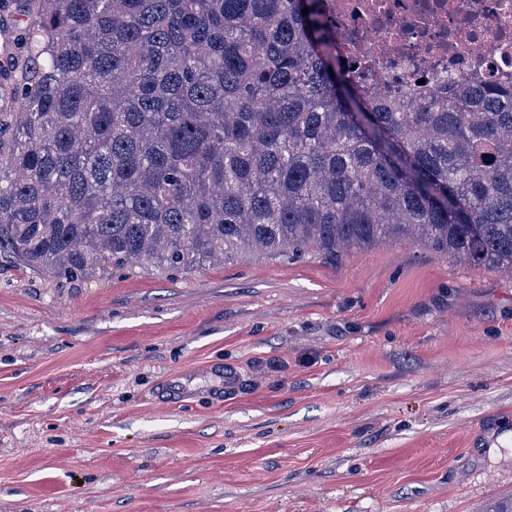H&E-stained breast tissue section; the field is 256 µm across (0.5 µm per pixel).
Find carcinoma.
Masks as SVG:
<instances>
[{
    "label": "carcinoma",
    "mask_w": 512,
    "mask_h": 512,
    "mask_svg": "<svg viewBox=\"0 0 512 512\" xmlns=\"http://www.w3.org/2000/svg\"><path fill=\"white\" fill-rule=\"evenodd\" d=\"M320 2L22 0L0 254L79 280L408 239L512 270V83L381 99Z\"/></svg>",
    "instance_id": "obj_1"
}]
</instances>
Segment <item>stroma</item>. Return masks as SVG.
I'll use <instances>...</instances> for the list:
<instances>
[{
  "instance_id": "35a3bbf8",
  "label": "stroma",
  "mask_w": 512,
  "mask_h": 512,
  "mask_svg": "<svg viewBox=\"0 0 512 512\" xmlns=\"http://www.w3.org/2000/svg\"><path fill=\"white\" fill-rule=\"evenodd\" d=\"M26 26L0 0V62ZM510 503L512 275L410 242L90 280L0 257V512Z\"/></svg>"
}]
</instances>
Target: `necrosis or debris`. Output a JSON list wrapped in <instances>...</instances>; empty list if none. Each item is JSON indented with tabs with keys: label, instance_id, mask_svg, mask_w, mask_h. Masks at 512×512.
I'll return each mask as SVG.
<instances>
[{
	"label": "necrosis or debris",
	"instance_id": "1",
	"mask_svg": "<svg viewBox=\"0 0 512 512\" xmlns=\"http://www.w3.org/2000/svg\"><path fill=\"white\" fill-rule=\"evenodd\" d=\"M336 52L380 88L512 81V0H323Z\"/></svg>",
	"mask_w": 512,
	"mask_h": 512
}]
</instances>
